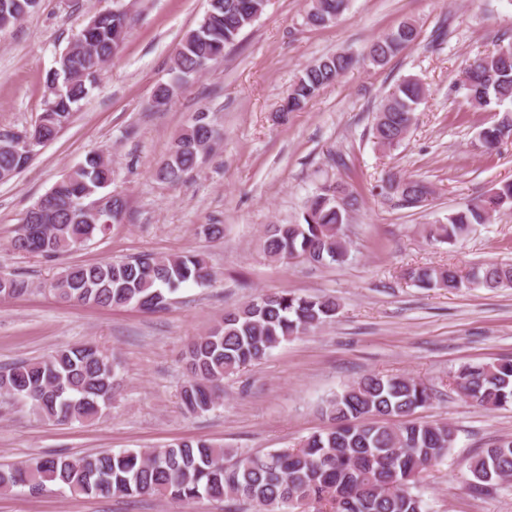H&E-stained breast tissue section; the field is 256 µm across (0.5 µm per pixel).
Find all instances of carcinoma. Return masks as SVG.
<instances>
[{
	"label": "carcinoma",
	"instance_id": "1",
	"mask_svg": "<svg viewBox=\"0 0 512 512\" xmlns=\"http://www.w3.org/2000/svg\"><path fill=\"white\" fill-rule=\"evenodd\" d=\"M39 0H0V32L33 12ZM348 0H309L306 24L321 28L335 23ZM264 0H208L198 26L190 30L172 59L173 78L153 91L155 107L168 106L191 79L224 57L239 35L260 16ZM128 33L121 9L92 15L55 59L46 81L41 112L22 130L35 141L19 148V135L0 128V182L20 174L44 142L67 127L75 106L99 81ZM420 31L411 18L374 40L368 60L384 67L414 46ZM352 55L340 52L307 67L290 85L284 101L298 112L352 66ZM462 86L469 104L493 113V121L478 134L476 146L498 150L512 135V41L477 53L463 70ZM426 97L423 82L405 77L385 95L372 116L377 147L391 151L407 138L416 112ZM219 133L208 113L200 110L177 136L168 158L155 170L163 183L182 181L205 155ZM398 182L394 194L399 208H416L434 194L424 179L388 172L378 188ZM112 168L104 155L92 153L73 166L27 209L11 237L10 247L29 255L54 258L106 235L121 222L126 199L107 191ZM110 198L95 210L93 201ZM359 194L342 180L318 188L308 197L301 220L269 224L260 240L264 256L277 263L298 259L325 265L348 261L344 233L350 213L359 207ZM512 212V180L493 187L452 212L446 221L425 227L428 239L454 245L494 216ZM419 288L450 292L483 288H512V263L488 262L463 275L453 267H418L407 273ZM214 272L202 253L157 256L143 254L127 260L73 264L51 283L64 301L101 308L133 306L163 310L182 285L208 286ZM28 291V283L11 274L0 281V299ZM336 296L269 291L228 310L204 336L193 337L186 351L187 380L181 400L192 415L210 410L223 390L224 376L260 360L291 336L311 332L335 320ZM459 395L488 409L512 406V359L469 363L450 377ZM119 388L116 364L98 345L83 342L56 350L46 358L0 369V393L32 404L43 417L57 422L89 420L109 405ZM432 398L421 380L405 375L369 373L324 402L330 427L296 445L261 454L230 456L224 447L204 438L178 439L150 450L105 451L82 458L47 457L25 463L0 464V493L17 487L39 494L54 485L87 496H159L176 503L202 497L243 499L261 512H426L417 492L423 474L439 465L453 448L456 432L445 422L415 417ZM469 490L488 494L512 478V438H500L468 460Z\"/></svg>",
	"mask_w": 512,
	"mask_h": 512
}]
</instances>
